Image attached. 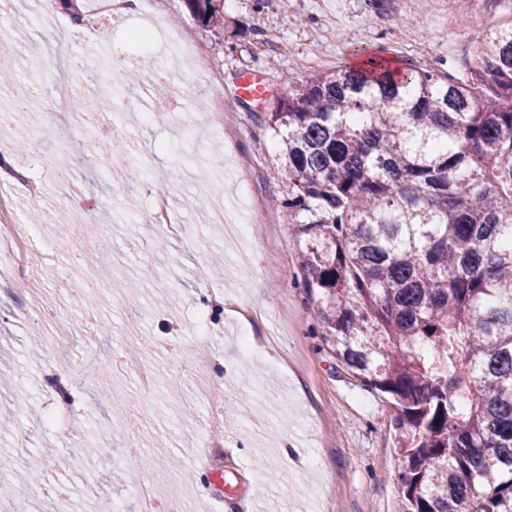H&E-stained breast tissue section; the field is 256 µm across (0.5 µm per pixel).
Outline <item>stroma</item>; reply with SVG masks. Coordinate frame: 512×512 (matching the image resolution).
Here are the masks:
<instances>
[{
	"label": "stroma",
	"instance_id": "1",
	"mask_svg": "<svg viewBox=\"0 0 512 512\" xmlns=\"http://www.w3.org/2000/svg\"><path fill=\"white\" fill-rule=\"evenodd\" d=\"M162 15L165 28L195 43L201 71L186 69L163 46L143 47L129 32ZM512 23V0H473L459 17L455 0H224V25L198 28L184 0H157L106 35H83L65 17L47 16L40 0H5L0 33L22 43L9 70L33 91L55 79L53 54L78 58L70 82L101 57L118 59L115 86L125 111L105 110L77 135L44 141L49 98L37 111L13 112L12 130L27 150H12L0 170V195L17 222L32 224L40 286L16 303L0 293V396L11 399L9 427L0 428V493L14 491L12 472L38 458L42 475L29 489L32 512H100L102 502L138 512L136 490L148 485L160 502L184 512H396L399 464L392 448L398 407L368 389L328 352L317 304L303 288L293 225L251 224L252 208L277 212L287 183L278 144L266 125L270 100L316 70L354 66L355 48L383 53L399 67L432 65L464 79L476 65L470 34ZM146 65L127 88L126 74ZM266 76L267 100L242 103L240 73ZM181 88L162 120L148 121L153 88ZM234 110L235 155L207 123L212 90ZM124 164L96 160L113 138ZM166 192L181 235L153 219ZM238 202L244 230L227 238L213 208ZM109 243L110 264L94 249ZM218 299L200 301L202 284ZM239 304L242 319L224 304ZM137 346L154 385L131 373L112 392L87 378L88 353L108 362ZM208 348L225 368L217 447L206 400L192 394L191 365ZM66 370L75 415L58 411L47 372Z\"/></svg>",
	"mask_w": 512,
	"mask_h": 512
}]
</instances>
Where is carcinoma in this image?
I'll list each match as a JSON object with an SVG mask.
<instances>
[{"label":"carcinoma","instance_id":"cac0c4a2","mask_svg":"<svg viewBox=\"0 0 512 512\" xmlns=\"http://www.w3.org/2000/svg\"><path fill=\"white\" fill-rule=\"evenodd\" d=\"M474 48L465 82L342 67L268 112L323 340L400 405V512H512V24Z\"/></svg>","mask_w":512,"mask_h":512}]
</instances>
